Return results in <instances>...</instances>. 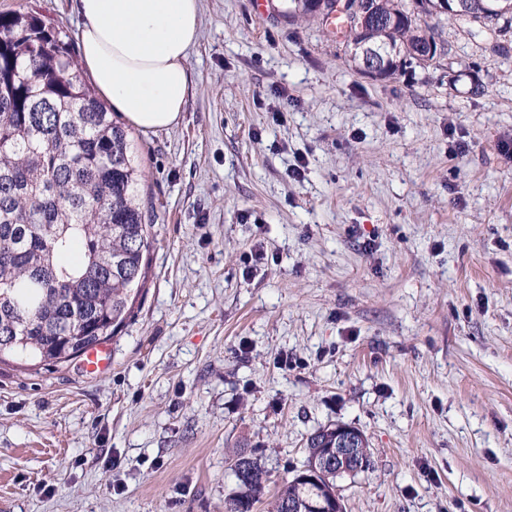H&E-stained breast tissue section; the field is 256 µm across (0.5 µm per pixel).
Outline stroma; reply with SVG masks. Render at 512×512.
I'll list each match as a JSON object with an SVG mask.
<instances>
[{"label":"stroma","mask_w":512,"mask_h":512,"mask_svg":"<svg viewBox=\"0 0 512 512\" xmlns=\"http://www.w3.org/2000/svg\"><path fill=\"white\" fill-rule=\"evenodd\" d=\"M444 26L376 81L290 0H200L180 123L128 130L144 294L107 372L0 362V512H224L235 453L272 494L336 423L344 512H512V31Z\"/></svg>","instance_id":"obj_1"}]
</instances>
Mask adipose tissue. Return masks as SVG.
<instances>
[{"mask_svg": "<svg viewBox=\"0 0 512 512\" xmlns=\"http://www.w3.org/2000/svg\"><path fill=\"white\" fill-rule=\"evenodd\" d=\"M80 71L130 125L168 129L190 92L199 0H78Z\"/></svg>", "mask_w": 512, "mask_h": 512, "instance_id": "1", "label": "adipose tissue"}]
</instances>
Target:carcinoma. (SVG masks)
<instances>
[{"instance_id":"obj_1","label":"carcinoma","mask_w":512,"mask_h":512,"mask_svg":"<svg viewBox=\"0 0 512 512\" xmlns=\"http://www.w3.org/2000/svg\"><path fill=\"white\" fill-rule=\"evenodd\" d=\"M469 0L459 20L494 32L512 28V12L493 20ZM435 0H366L387 25L359 29L333 15L336 0H293L298 15L348 43L378 41L392 50L388 79L415 65L403 49L426 45L448 56V39L428 23ZM343 28H333L335 20ZM142 171L129 134L74 70L66 33L30 12L0 13V359L21 356L63 364L110 340L143 295L153 220L138 195ZM335 426L308 439L305 461L334 446ZM243 477L224 512H251L267 488V470L239 453ZM336 477L321 486L292 478L267 503L327 502Z\"/></svg>"}]
</instances>
